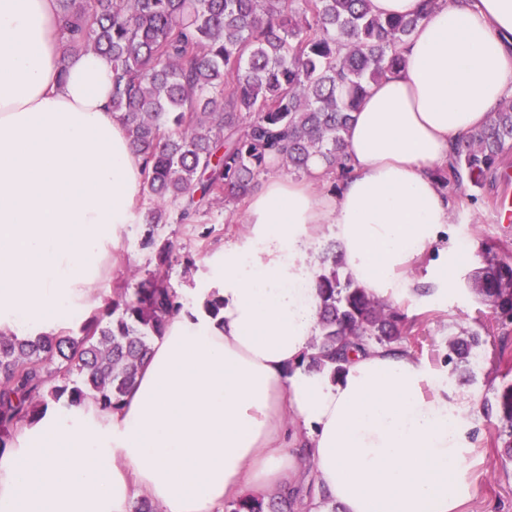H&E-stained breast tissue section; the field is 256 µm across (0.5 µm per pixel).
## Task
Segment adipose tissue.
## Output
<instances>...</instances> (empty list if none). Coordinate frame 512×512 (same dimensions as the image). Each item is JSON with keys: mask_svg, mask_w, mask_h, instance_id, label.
Masks as SVG:
<instances>
[{"mask_svg": "<svg viewBox=\"0 0 512 512\" xmlns=\"http://www.w3.org/2000/svg\"><path fill=\"white\" fill-rule=\"evenodd\" d=\"M416 16L404 67L373 83L345 134L336 195L272 177L248 195L252 237L152 343L122 405L46 410L0 455V512H224L309 475L339 512H457L471 401L405 348L373 347L338 376L299 368L316 333L309 240L330 226L346 271L395 301L456 207L436 176L456 143L512 100V0H371ZM57 0H0V334L89 318L133 223L144 160L112 110L111 60L63 53ZM224 298L220 316L205 308ZM303 436L287 437L286 421Z\"/></svg>", "mask_w": 512, "mask_h": 512, "instance_id": "ef3b65f1", "label": "adipose tissue"}]
</instances>
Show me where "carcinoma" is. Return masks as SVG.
Instances as JSON below:
<instances>
[{
	"label": "carcinoma",
	"mask_w": 512,
	"mask_h": 512,
	"mask_svg": "<svg viewBox=\"0 0 512 512\" xmlns=\"http://www.w3.org/2000/svg\"><path fill=\"white\" fill-rule=\"evenodd\" d=\"M64 48L112 59V108L144 157L152 207L144 214V249L158 263L130 272L116 297L82 326V335L19 339L0 335V455L18 426L48 402L91 399L114 408L135 386L151 342L182 309L169 281L170 245H156L161 224H192L222 205L229 212L278 163L287 172L341 180L343 135L370 85L396 73L400 46L420 17L383 18L371 0H58ZM512 149V100L454 148L437 172L443 188L468 181L481 189ZM485 266L471 290L492 309L502 337L512 333V256L483 243ZM313 352L298 366L336 377L374 346L398 347L404 315L342 271L325 252ZM448 362L472 364L480 333L449 343ZM486 415L499 419L502 458L512 460V382L497 389ZM328 507V493L291 487L243 495L224 512H300L304 498Z\"/></svg>",
	"instance_id": "obj_1"
}]
</instances>
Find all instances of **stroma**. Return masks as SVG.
Returning <instances> with one entry per match:
<instances>
[{
	"label": "stroma",
	"instance_id": "1",
	"mask_svg": "<svg viewBox=\"0 0 512 512\" xmlns=\"http://www.w3.org/2000/svg\"><path fill=\"white\" fill-rule=\"evenodd\" d=\"M448 193L456 204V218L449 225L446 240L456 241L466 249L465 260H457L448 253L449 263L455 264L456 276L448 285L447 295L435 290L431 279L434 268L430 258H423L415 267L414 276L420 282L414 300L399 302L404 314V329L408 337L419 338L413 353L434 370L447 377L456 391L465 397L485 401L493 398L504 380H512V339L501 341L499 336L488 337L482 351L480 367L469 370L464 366L447 365L448 340L465 329L479 326L494 327V315L465 288L469 276L484 264L482 244L492 239L507 243L512 248V222L502 221L496 207L497 200L512 198V162L503 176L489 179L485 188L476 190L470 184H449ZM244 204H237L235 212L216 207L199 215L193 225L165 224L159 226L161 241L171 244L175 258L169 272L174 288H188L195 284L206 269L208 257L224 245L238 242L246 233ZM146 229L142 219L130 224L128 234L116 251L118 261L99 285L103 302H111L113 292L127 269H153V250L141 248L140 239ZM193 267H186V260ZM476 437L466 456L471 487L461 512H512V462L501 464V450L497 444L496 416L476 415Z\"/></svg>",
	"mask_w": 512,
	"mask_h": 512
}]
</instances>
